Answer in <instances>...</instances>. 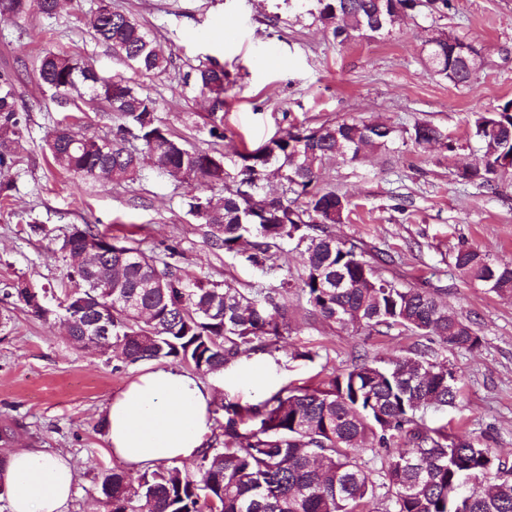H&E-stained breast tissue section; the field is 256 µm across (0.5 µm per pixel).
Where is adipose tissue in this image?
I'll return each mask as SVG.
<instances>
[{"instance_id":"obj_1","label":"adipose tissue","mask_w":512,"mask_h":512,"mask_svg":"<svg viewBox=\"0 0 512 512\" xmlns=\"http://www.w3.org/2000/svg\"><path fill=\"white\" fill-rule=\"evenodd\" d=\"M215 393L175 367L139 375L115 393L105 413L109 452L133 471L195 459L214 425ZM9 512H68L77 473L68 459L14 448L0 471Z\"/></svg>"}]
</instances>
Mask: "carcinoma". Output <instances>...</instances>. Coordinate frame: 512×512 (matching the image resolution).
Returning a JSON list of instances; mask_svg holds the SVG:
<instances>
[{"label": "carcinoma", "mask_w": 512, "mask_h": 512, "mask_svg": "<svg viewBox=\"0 0 512 512\" xmlns=\"http://www.w3.org/2000/svg\"><path fill=\"white\" fill-rule=\"evenodd\" d=\"M61 0H0V13L23 18L52 17ZM318 20L334 41L345 45L390 32L396 19L418 0H316ZM97 40L132 71L160 74L170 60L154 37L131 16L98 0L92 20ZM461 40L438 35L426 48L432 69L456 87L470 84L482 59L462 57ZM36 71L41 84L60 95H87L117 114L112 137L88 136L72 122L60 123L46 140L53 162L84 180L106 177L125 182L137 177L143 152L170 179L225 182L224 155L183 144L157 117V102L142 88L99 71L67 53L46 51ZM184 85L208 101L209 133L224 138V67L210 60L193 68ZM12 80L0 75V148L23 138ZM483 149L480 165L465 166L461 182L494 191L503 170L512 166V99L468 120ZM398 136L385 122L342 121L298 128L257 150L252 167L240 176L260 180L271 166L284 170L292 193L268 201L265 221L247 214L241 189L220 204L193 197L189 211L207 227L210 247L246 260L263 272L278 269L277 250L296 241L303 273L301 291L323 320L341 327L399 328L442 345L473 350L482 343L474 323L425 288L401 286L385 278L379 257L337 238L330 227L343 223L347 196L316 188L321 166L330 158L359 162L370 152L387 150ZM135 140L139 146L129 144ZM415 146L435 141L450 151L453 140L430 122L409 131ZM107 240L112 251L93 255L83 268H70L74 287L58 300L59 322L78 345H99L127 365L167 361L203 376L219 375L253 351L272 352L288 332V311L279 298L261 289L242 292L211 280L190 277L167 261L142 250L130 237L118 239L86 224L75 226L59 243L63 257ZM454 266L468 281L490 293L512 296V262L462 248ZM163 281L154 288L151 282ZM112 288V309L101 310V291ZM110 321L111 344L93 338L101 316ZM462 395L455 372L432 362L426 346H415L403 360L359 358L315 386L283 388L255 404L227 401L215 410L221 431L197 457L191 473L162 463L137 475L114 469L101 484L105 512H364L385 489L388 512H512V464L489 440L448 425L429 426L423 417L433 407H457ZM381 457L370 468L360 455L366 445Z\"/></svg>", "instance_id": "obj_1"}]
</instances>
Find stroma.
<instances>
[{"label":"stroma","instance_id":"obj_1","mask_svg":"<svg viewBox=\"0 0 512 512\" xmlns=\"http://www.w3.org/2000/svg\"><path fill=\"white\" fill-rule=\"evenodd\" d=\"M110 3L154 35L171 60L166 72L134 73L93 38L97 0H71L51 18L0 17V75L15 81L24 126L20 146L0 169L11 185L0 201V314L10 316L0 322V427L13 431L11 442H0V456L31 446L67 458L79 475L69 512H104L102 480L121 466L106 451L104 409L145 364L115 367L111 356L74 346L53 318L35 317L9 296L14 285L24 284L45 293V306H56L71 284L55 242L73 226L131 236L146 253L189 276L235 288L275 289L285 274L302 270L291 241L280 245L277 272L267 274L207 247L206 227L188 202L195 195L222 202L223 185L176 182L149 166L121 183L88 181L55 167L45 140L63 116H79L83 132L99 135L111 133L117 120L88 99H60L40 84L36 63L48 50L87 59L142 87L156 99L158 117L187 146L215 149L230 160L301 125L378 120L403 131L419 121L442 127L458 142L456 152L401 144L395 153L378 151L360 164L331 159L323 164L319 186L352 201L343 223L332 227L337 237L391 255L386 276L440 291L483 338L475 351L431 343V360L461 379L463 400L449 413H428V425L461 421L472 436L492 437L495 447L512 456V297L462 279L453 260L467 246L512 261V169L494 192L455 177L460 162L481 155L469 134L471 112L512 97V0H451L441 16L423 5L404 15L390 34L343 46L316 18V0ZM431 29L481 49L484 65L469 86L450 85L434 74L422 48ZM208 57L231 80L221 140L204 123L207 103L183 85L185 74ZM283 301L289 332L277 351L251 356L259 363L272 358L269 377L259 384L244 375L224 386L205 376V383L218 388L219 400L255 403L291 384L319 383L362 354L408 357L419 341L410 331L380 335L322 321L297 287ZM303 346L315 351L314 361L294 358Z\"/></svg>","mask_w":512,"mask_h":512}]
</instances>
